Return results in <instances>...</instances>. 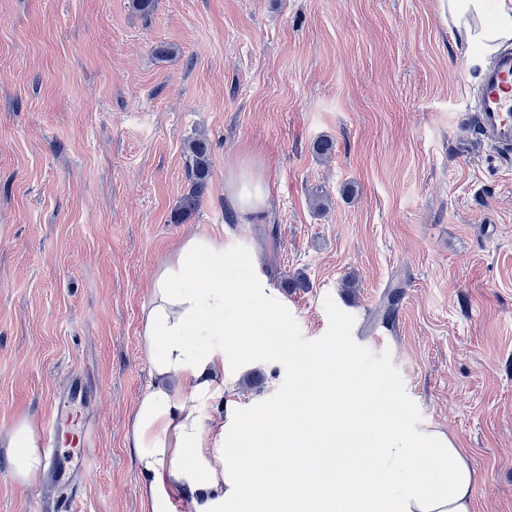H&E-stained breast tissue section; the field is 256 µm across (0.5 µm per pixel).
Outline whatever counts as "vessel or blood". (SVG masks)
Here are the masks:
<instances>
[{
    "instance_id": "b4317fda",
    "label": "vessel or blood",
    "mask_w": 512,
    "mask_h": 512,
    "mask_svg": "<svg viewBox=\"0 0 512 512\" xmlns=\"http://www.w3.org/2000/svg\"><path fill=\"white\" fill-rule=\"evenodd\" d=\"M473 112L484 142L496 153L512 155V49L504 48L485 69L473 102ZM86 383L72 375L64 395L49 417L43 446L48 450V471L55 482H63L68 468L85 470L91 464L90 450L95 429L90 419L75 413L73 405L83 398ZM69 435L71 452L61 458L62 435Z\"/></svg>"
}]
</instances>
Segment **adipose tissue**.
I'll return each instance as SVG.
<instances>
[{
    "label": "adipose tissue",
    "mask_w": 512,
    "mask_h": 512,
    "mask_svg": "<svg viewBox=\"0 0 512 512\" xmlns=\"http://www.w3.org/2000/svg\"><path fill=\"white\" fill-rule=\"evenodd\" d=\"M441 10L472 64L512 41V0H441ZM237 264L223 240L191 232L155 271L140 317L151 382L126 435L145 512H331L328 499L299 486L352 479L349 512H473L474 470L456 440L404 425L379 401L349 405L347 391L372 384L326 356L299 371L313 413L280 408L273 434L262 415L225 424V374L261 357L282 323ZM228 439L243 452H228ZM282 456L296 470L281 472ZM8 459L15 480L37 484L45 463L28 421L14 427Z\"/></svg>",
    "instance_id": "adipose-tissue-1"
}]
</instances>
